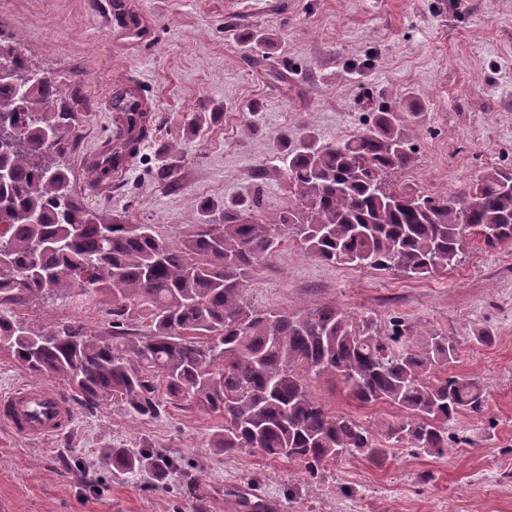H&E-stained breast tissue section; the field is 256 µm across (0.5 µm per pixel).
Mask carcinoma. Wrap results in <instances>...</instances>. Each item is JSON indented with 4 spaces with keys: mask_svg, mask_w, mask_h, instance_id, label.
<instances>
[{
    "mask_svg": "<svg viewBox=\"0 0 512 512\" xmlns=\"http://www.w3.org/2000/svg\"><path fill=\"white\" fill-rule=\"evenodd\" d=\"M18 79L32 65L0 35V59ZM66 83L50 76L21 87L0 81V307L47 295L76 298L112 316L111 333L78 321L31 330L0 314V352L37 378L62 380L84 405L119 401L129 416L155 417L171 405L215 414L224 425L213 447L258 449L297 463L313 477L360 455L386 460L385 446L444 454L449 425L479 414V382L450 375L456 342L395 320L333 304L296 312L259 310L247 284L290 237L321 262L427 279L457 265L473 245L512 242V170L490 168L464 197L394 187L410 165L404 117L385 110L372 126L333 142L308 131L283 158L295 206L260 214L259 201L224 203V223L190 224L169 239L152 224H125L78 201L62 163L76 123L62 108ZM124 137L88 162L92 183L112 180L152 134L149 107L129 91L112 101ZM21 128L17 141L8 131ZM57 140L46 141L51 129ZM146 322L128 332L132 320ZM325 380L364 406L397 410L380 423L331 410L311 392ZM112 465L134 471L171 466L161 454L113 448Z\"/></svg>",
    "mask_w": 512,
    "mask_h": 512,
    "instance_id": "cac0c4a2",
    "label": "carcinoma"
}]
</instances>
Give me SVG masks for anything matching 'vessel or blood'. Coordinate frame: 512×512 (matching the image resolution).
<instances>
[{"instance_id": "b4317fda", "label": "vessel or blood", "mask_w": 512, "mask_h": 512, "mask_svg": "<svg viewBox=\"0 0 512 512\" xmlns=\"http://www.w3.org/2000/svg\"><path fill=\"white\" fill-rule=\"evenodd\" d=\"M72 421L71 408L48 386L26 385L0 395V423L18 436L46 438Z\"/></svg>"}]
</instances>
